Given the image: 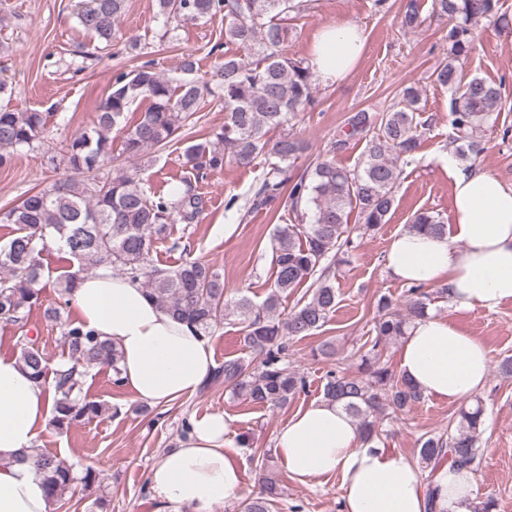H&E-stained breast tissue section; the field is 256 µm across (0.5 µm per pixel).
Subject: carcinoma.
<instances>
[{"instance_id": "cac0c4a2", "label": "carcinoma", "mask_w": 512, "mask_h": 512, "mask_svg": "<svg viewBox=\"0 0 512 512\" xmlns=\"http://www.w3.org/2000/svg\"><path fill=\"white\" fill-rule=\"evenodd\" d=\"M158 14L169 23L192 22L224 15V44L238 52L224 54L207 81H174L142 65L129 72L116 71L112 88L99 104L93 125L76 134L68 145L71 175L28 195L0 213V222L14 225L13 234L0 245V322L25 323L32 308L41 305L39 284L45 278L43 252L52 240L69 255L78 271L56 281L68 297L78 273L95 272L108 264L140 283L146 295L172 316L196 326L204 335L234 316L244 327L250 357L224 360L212 378L224 382L233 398L269 408L285 407L307 391L306 377L288 367V340L309 336L323 327L336 309V287L329 257L348 254L364 238L389 222L400 179V164L413 160L418 147L422 90L409 86L388 110L371 115L356 113L348 136L365 141L358 165L350 170L323 158L303 170L296 161L303 143L283 134L268 145L267 133L292 122L298 113L315 105L316 78L308 63L284 52L288 40V14L300 12L297 0H156ZM127 0H77L80 26L106 50L116 38L117 22ZM433 13L454 25L448 31V56L433 71V82L450 93L452 126L458 130L456 154L472 160L482 151L478 133L501 99L500 87L483 78L464 79L460 61L473 50L475 31L487 21L509 26L500 0H432ZM422 24L418 0H407L402 25ZM217 94L224 107V124L186 146L184 165L194 171L217 170L225 159L248 165L259 154L270 153L271 164L259 181L250 208L277 205L294 215L291 224L277 225L272 244L274 282L266 298L255 303L246 297L229 298L222 275L208 263L185 260L172 269L153 261L156 243L168 237L172 224H193L203 210V199L190 182L168 196L149 195L128 173L103 175L112 162L114 138L122 134L120 155L128 160L151 148L178 141L181 130L196 125L206 94ZM46 115L36 110L18 111L0 106V166L20 148L34 146L45 130ZM357 214L358 224L350 225ZM410 230L442 235L448 225L430 211L415 213ZM309 284L293 309L281 315V297ZM434 300L422 286L405 291L401 312L390 297L377 301V318L371 340L359 356L358 371L339 369L326 373L323 399L341 403L358 421L366 439H381L377 420L386 411H410L424 395L404 377L395 376L384 360L389 344L403 338L409 326L427 312ZM66 357L50 369L47 354L27 336L18 337V362L34 379L52 377L54 402L50 423L67 431L79 422H91L111 407L87 396L88 378L97 368L112 371L120 384L117 343L67 317L62 323ZM485 407L480 397L461 409L454 429L420 439L418 461L432 486L441 463L476 466L479 435ZM43 476L50 499L80 481L98 480L93 466L75 470L56 455L28 452ZM259 492L243 500L239 512H272L284 496L281 479L264 452L259 465Z\"/></svg>"}]
</instances>
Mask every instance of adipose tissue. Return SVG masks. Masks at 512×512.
Returning <instances> with one entry per match:
<instances>
[{
  "instance_id": "obj_1",
  "label": "adipose tissue",
  "mask_w": 512,
  "mask_h": 512,
  "mask_svg": "<svg viewBox=\"0 0 512 512\" xmlns=\"http://www.w3.org/2000/svg\"><path fill=\"white\" fill-rule=\"evenodd\" d=\"M363 48L351 24L321 28L310 64L333 82L354 67ZM454 221L446 234H398L386 255L387 271L412 285L438 284L456 310L494 309L512 300V186L481 168L448 158ZM76 316L119 345L122 385L135 400L167 405L195 395L215 367L206 336L174 319L140 284L111 268L79 277L71 296ZM399 368L423 395L451 403L484 385L490 355L450 320L426 313L409 327ZM52 385L33 380L16 359L0 357V512H50L42 475L21 461L51 411ZM233 421L223 413L193 416L178 448L149 469L153 496L186 512L245 494L240 454L232 448ZM273 453L289 478L307 485L340 478V512H473L478 481L473 468L442 466L428 492L404 455L364 440L342 405L316 402L297 410L276 432Z\"/></svg>"
}]
</instances>
